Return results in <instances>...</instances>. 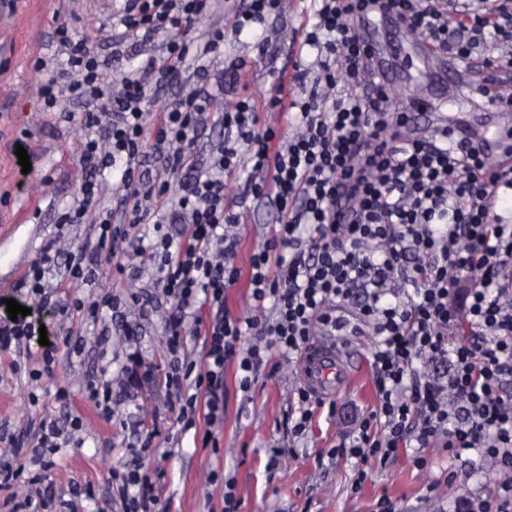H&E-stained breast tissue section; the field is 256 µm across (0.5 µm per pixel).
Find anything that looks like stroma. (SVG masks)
<instances>
[{
  "label": "stroma",
  "instance_id": "obj_1",
  "mask_svg": "<svg viewBox=\"0 0 512 512\" xmlns=\"http://www.w3.org/2000/svg\"><path fill=\"white\" fill-rule=\"evenodd\" d=\"M113 7V0H0V313L6 300H25L20 280L54 238L61 213L86 178L80 165L85 129L78 121H65L61 112L45 110L40 96L42 82L56 70L48 42L65 25L73 34L95 36V53L110 55ZM306 8L305 0H286L273 23L278 35L265 55L254 50L252 37L227 38L210 63L215 79H223L225 59L244 57L249 70L243 92L263 107L281 71L293 69L295 61H311L299 35ZM376 32L401 106L414 110L417 88L427 82L436 111H476V99L467 90L429 80L415 59L418 41L402 25L381 20ZM40 57L47 67L38 72L34 62ZM19 145L29 155L30 172H23L18 162ZM249 177V168L240 167L226 197L231 204L245 203L250 213L235 259L243 274L256 248L272 237L276 221L270 207L242 200ZM149 278L148 270L121 276L108 264L94 283L75 290L54 275L55 302L31 309L33 319L46 328L48 346L34 338L0 350V459L24 468L11 488H0V512H31L28 499L34 495L43 498L45 512H124L116 483L131 463L150 475L156 512H224L228 480L235 484L236 512H374L382 498L391 500L396 512H455L464 499L493 494L498 476L477 451L448 454L433 448L429 469L420 470L412 446L399 449L385 467L370 468L361 488L353 489L355 461L333 448L348 441L355 418L374 411L378 400L371 370L374 339L348 328L335 339L345 344L357 377L335 395V408H315L305 435L289 438L285 419L301 362L272 355L247 392L239 387L235 366L227 367L224 421L214 430L219 445L202 447L205 409H198L195 428L185 430L176 422L166 377L170 354L158 315L142 318L129 312L134 327L129 339L115 325L87 317L72 321L62 313L73 298L89 302L108 292L122 296L128 281L144 285ZM68 330L83 345L82 356H71L64 338ZM132 341L150 372L136 399L113 397V414L102 419L88 387L120 377ZM49 347L56 350L51 373L32 380L31 372L43 368ZM44 419L56 421L68 444L47 449L36 462L29 442ZM277 445L287 453L276 460L271 449ZM433 482L438 488L430 503L425 496Z\"/></svg>",
  "mask_w": 512,
  "mask_h": 512
}]
</instances>
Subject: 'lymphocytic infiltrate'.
I'll use <instances>...</instances> for the list:
<instances>
[{
    "instance_id": "1",
    "label": "lymphocytic infiltrate",
    "mask_w": 512,
    "mask_h": 512,
    "mask_svg": "<svg viewBox=\"0 0 512 512\" xmlns=\"http://www.w3.org/2000/svg\"><path fill=\"white\" fill-rule=\"evenodd\" d=\"M313 24L303 43L315 55L297 64L308 90L288 95L272 87L270 121H260L249 98L219 105L221 86L209 63L226 36L267 42L269 22L283 0H224L228 27L207 40L188 39L207 0H125L110 57L96 55L88 37L58 27L67 56V82H43L54 109L60 97L85 104L87 136L80 162L91 176L63 214L55 242L29 266L21 285L50 302L49 280L59 271L74 287L95 281L99 267L153 270L152 286L172 308L164 318L171 355L188 336L203 338L198 363L172 362L168 377L184 429L207 408L203 447L219 442L224 420V369L237 361L240 387L250 391L270 351L302 356L314 336L356 320L375 338L371 368L376 409L358 421L349 454L354 486L368 464L386 465L398 449H480L503 473L494 499L467 512H512V220L497 208L512 191V148L489 160L478 135L431 130L405 143L396 95L382 85L371 49L356 21L394 14L409 34L459 60L481 58L489 71L512 67V0H310ZM168 34L163 49L148 36ZM193 58L195 88L147 125L152 89L168 83L177 63ZM136 66L105 80L112 63ZM218 112L224 139L197 150L199 127ZM250 163V193L277 213L278 228L251 257L250 288L260 317L248 322L224 311V294L240 273L234 262L245 211L227 205L225 177ZM113 170L116 209L104 206L98 173ZM130 218L113 223V212ZM186 225L183 236L148 240L131 229L150 222ZM88 225L84 242L62 251L66 228ZM414 294L400 291L403 283ZM210 308L201 319L202 308ZM466 321L469 333L452 332ZM256 342L243 344L245 331Z\"/></svg>"
}]
</instances>
